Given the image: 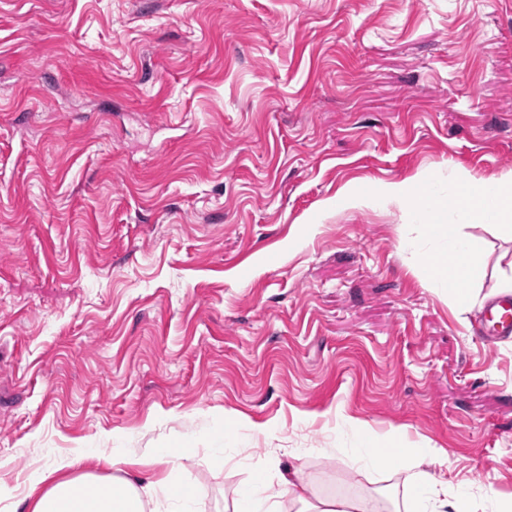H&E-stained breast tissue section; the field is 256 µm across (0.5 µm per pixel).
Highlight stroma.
I'll return each instance as SVG.
<instances>
[{"mask_svg": "<svg viewBox=\"0 0 512 512\" xmlns=\"http://www.w3.org/2000/svg\"><path fill=\"white\" fill-rule=\"evenodd\" d=\"M512 171V0H0V484L199 485L203 512H413L429 465L512 501V340L476 336L512 239L466 226L479 298L425 269L439 196ZM371 197L341 203L345 187ZM401 447L396 469L369 463ZM148 448H185L172 464ZM260 482L266 485V501L269 502L267 511H274L276 499L281 497L283 486H288V496L292 501L303 506L299 512H364L358 502L350 499H319L317 503H312L307 496V488L302 483H297L288 478H281L277 484L266 483L265 479L260 477Z\"/></svg>", "mask_w": 512, "mask_h": 512, "instance_id": "stroma-1", "label": "stroma"}]
</instances>
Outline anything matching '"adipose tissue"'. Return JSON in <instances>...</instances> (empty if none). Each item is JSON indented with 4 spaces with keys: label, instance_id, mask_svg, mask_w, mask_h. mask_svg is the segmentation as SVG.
Returning <instances> with one entry per match:
<instances>
[{
    "label": "adipose tissue",
    "instance_id": "ef3b65f1",
    "mask_svg": "<svg viewBox=\"0 0 512 512\" xmlns=\"http://www.w3.org/2000/svg\"><path fill=\"white\" fill-rule=\"evenodd\" d=\"M388 194L408 199L417 210L438 216L451 208H460L469 223L487 224L512 231V175L488 181L463 183L454 196L439 197L430 193L424 181L413 186L387 185ZM449 253L433 259L427 269L429 278L446 283L449 294L461 310H468L475 294L469 287L473 277L471 248L459 236L456 225H449ZM84 456L83 449L59 455L54 462L55 471L64 473V480L52 484L39 498L32 512H144L143 488L132 482L119 483L93 474L69 477L68 472ZM427 492L418 501V512H476L472 496L449 494L448 483L430 479ZM268 502H275L281 493H288L293 502L302 506L301 512H364L358 502L350 499L328 498L310 501L305 485L267 484Z\"/></svg>",
    "mask_w": 512,
    "mask_h": 512
}]
</instances>
